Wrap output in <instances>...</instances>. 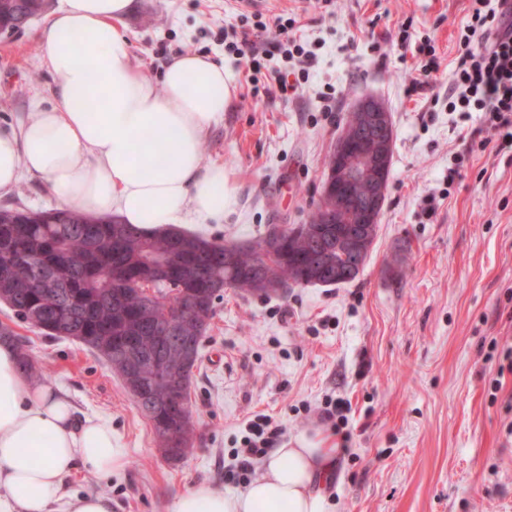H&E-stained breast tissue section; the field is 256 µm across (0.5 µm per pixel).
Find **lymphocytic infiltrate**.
<instances>
[{"mask_svg": "<svg viewBox=\"0 0 512 512\" xmlns=\"http://www.w3.org/2000/svg\"><path fill=\"white\" fill-rule=\"evenodd\" d=\"M459 43L449 110L464 118L481 113L489 140L502 148L512 146V14L503 0H472ZM281 434V427L270 417L250 421L239 447L231 451L234 463L226 480L249 483L255 462L268 454Z\"/></svg>", "mask_w": 512, "mask_h": 512, "instance_id": "f902f5d3", "label": "lymphocytic infiltrate"}]
</instances>
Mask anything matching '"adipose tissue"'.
I'll use <instances>...</instances> for the list:
<instances>
[{
    "label": "adipose tissue",
    "instance_id": "adipose-tissue-1",
    "mask_svg": "<svg viewBox=\"0 0 512 512\" xmlns=\"http://www.w3.org/2000/svg\"><path fill=\"white\" fill-rule=\"evenodd\" d=\"M131 0H60L45 28L56 103L0 130V195L22 174L46 178L69 208L117 213L145 232L223 216L236 194L201 143L224 117L234 83L211 56H174L160 78L134 65L119 29ZM127 450L96 417L77 419L65 391L22 372L0 345V512H111L71 493L79 468L122 470ZM336 451L300 435L274 449L247 488L197 482L171 512H328Z\"/></svg>",
    "mask_w": 512,
    "mask_h": 512
}]
</instances>
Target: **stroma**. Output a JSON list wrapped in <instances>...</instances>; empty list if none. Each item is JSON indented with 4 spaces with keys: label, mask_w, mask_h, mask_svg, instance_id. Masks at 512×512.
I'll return each mask as SVG.
<instances>
[{
    "label": "stroma",
    "mask_w": 512,
    "mask_h": 512,
    "mask_svg": "<svg viewBox=\"0 0 512 512\" xmlns=\"http://www.w3.org/2000/svg\"><path fill=\"white\" fill-rule=\"evenodd\" d=\"M469 0H273L264 17L294 19L315 63L283 96L267 73L228 54L252 27L239 0H132L120 29L133 61L159 76L170 57L205 53L236 93L204 139L205 163L223 164L237 196L195 232L258 240L269 224H302L316 209L326 161L355 102L382 99L395 129L377 237L359 276L261 298L224 291L194 371L199 435L165 463L151 423L120 380L70 340L31 331L0 303V324L27 338L77 418L95 415L127 448L122 471L76 472L70 490L98 493L112 512H169L173 496L205 481L235 492L224 473L246 421L266 414L283 441L300 433L340 443L319 414L349 402L351 439L339 453L333 512H512V149L481 148L479 115L448 110L452 63ZM45 20L0 34V127L51 108ZM431 41L440 68L414 90L398 41ZM467 160L456 179V155ZM60 202L46 179L23 176L0 208Z\"/></svg>",
    "instance_id": "obj_1"
}]
</instances>
